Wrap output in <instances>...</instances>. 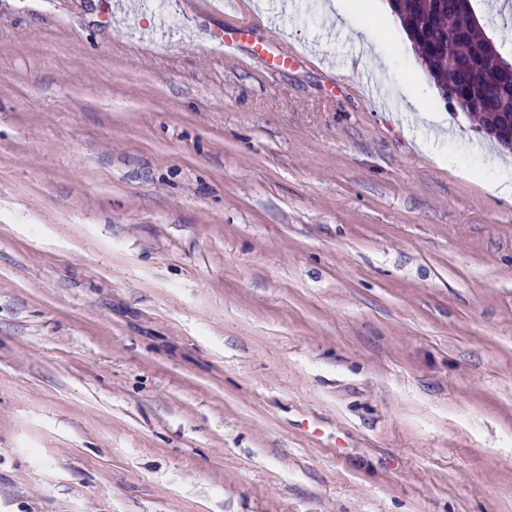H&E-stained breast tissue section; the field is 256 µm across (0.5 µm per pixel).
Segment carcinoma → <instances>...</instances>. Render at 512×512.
<instances>
[{
	"instance_id": "carcinoma-1",
	"label": "carcinoma",
	"mask_w": 512,
	"mask_h": 512,
	"mask_svg": "<svg viewBox=\"0 0 512 512\" xmlns=\"http://www.w3.org/2000/svg\"><path fill=\"white\" fill-rule=\"evenodd\" d=\"M398 17L437 89L450 83L463 103L446 102L492 128L490 136L512 150V86L491 79L487 69L506 61L482 33L473 7L454 10L451 0H395Z\"/></svg>"
}]
</instances>
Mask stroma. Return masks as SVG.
<instances>
[{
	"label": "stroma",
	"instance_id": "35a3bbf8",
	"mask_svg": "<svg viewBox=\"0 0 512 512\" xmlns=\"http://www.w3.org/2000/svg\"><path fill=\"white\" fill-rule=\"evenodd\" d=\"M211 2L0 0V512H512L507 150L397 19L453 165L353 20ZM244 22L267 63L211 53Z\"/></svg>",
	"mask_w": 512,
	"mask_h": 512
}]
</instances>
